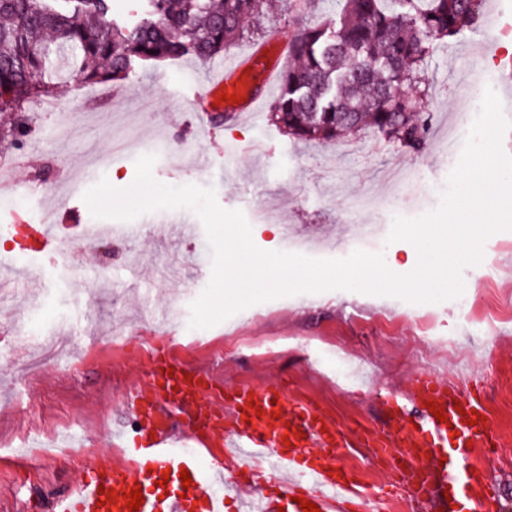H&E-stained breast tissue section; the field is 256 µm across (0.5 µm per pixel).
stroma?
<instances>
[{"mask_svg":"<svg viewBox=\"0 0 512 512\" xmlns=\"http://www.w3.org/2000/svg\"><path fill=\"white\" fill-rule=\"evenodd\" d=\"M502 45L487 46L484 25L465 30L447 43L435 44L428 62L430 87L417 108L430 117L427 139L412 150L381 140L373 132L337 142L309 144L272 124L269 108L276 96L268 91L260 112L246 118L228 114L223 124L200 129L207 111V63L184 57L136 66L128 79L93 89L63 83L53 101L34 109L35 129L25 146H6L18 159L12 178L19 186H42V193L22 200L0 198V216L16 215L20 225L0 237V254L16 258L23 271L19 303L0 305V328L24 316L44 326L38 348L17 342L0 352V443L19 445L18 432L29 412L55 420L60 408L80 419L73 429L83 447L104 448L108 428L122 425L120 402L114 396L110 359L86 365L71 374L55 356L51 335L62 323L78 320L85 301L97 303L99 324L92 328L98 343L122 333L125 383L146 371L148 354L168 345L163 312L175 303L190 305L211 276V256L204 226L185 209H163L133 221L115 222L111 242L87 244L73 225L92 223L81 194L70 193L72 181L93 186L109 177L114 187L130 186L135 161L156 155L155 179L171 186H214L221 207L241 210L254 244L263 250H286V227L299 237L326 236L319 258L355 237L364 225L379 226L372 249L383 253L390 269L410 272L417 253L407 242L388 243L385 224L395 215L416 217L434 208L438 193L459 156L448 153V128L457 121L452 103L471 87L502 91L512 73L505 50L512 43V0H496ZM339 0H279L269 15L251 21L257 39L234 45L248 52L255 40L271 32L293 36L305 24L335 17ZM417 169L413 184L403 187L390 172L399 164ZM367 194L386 208L358 215L343 203ZM52 217L81 251L80 270L60 259L19 247L26 224ZM461 298L411 307L410 303L354 291H329L277 298L248 307L220 324L200 331L180 327L186 340L233 336H281L282 353L264 359L251 352L225 354L223 378L229 382L280 377L289 390L308 381L310 398L339 423L382 428L380 397H403L414 370L435 365L448 381L483 391L500 440L491 465L496 498L491 512H512V230L490 236L484 258L466 268ZM320 337L350 353L353 367H365L372 383L357 380L344 389L322 387L319 369L306 352Z\"/></svg>","mask_w":512,"mask_h":512,"instance_id":"35a3bbf8","label":"stroma"}]
</instances>
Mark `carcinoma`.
Returning a JSON list of instances; mask_svg holds the SVG:
<instances>
[{"mask_svg": "<svg viewBox=\"0 0 512 512\" xmlns=\"http://www.w3.org/2000/svg\"><path fill=\"white\" fill-rule=\"evenodd\" d=\"M120 25L112 0H0V139L25 134L32 106L67 78L94 88L129 77L137 63L224 56L251 35L266 0H144ZM336 20L303 26L288 45L271 120L294 138L324 143L372 128L422 144L428 118L414 97L429 90L434 42L461 34L480 0H342Z\"/></svg>", "mask_w": 512, "mask_h": 512, "instance_id": "obj_1", "label": "carcinoma"}]
</instances>
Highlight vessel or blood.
<instances>
[{
    "mask_svg": "<svg viewBox=\"0 0 512 512\" xmlns=\"http://www.w3.org/2000/svg\"><path fill=\"white\" fill-rule=\"evenodd\" d=\"M286 45L273 39L220 65L209 80L212 96H239L233 111H257L258 87L270 86L275 66L270 52L285 54ZM415 412L387 407L386 438L399 448L404 466L385 465L390 489L405 486L411 512L432 495L466 491L463 512H485L494 489L483 456L493 455V431L485 420V403L477 392L464 393L427 371L411 379ZM258 415L243 419L247 403ZM445 409L438 422L428 405ZM127 408L149 426L148 437L125 448L121 462L89 469L75 492L60 497L56 512H128L116 501L101 502L100 490L127 494L141 487L139 512H224V490L233 489L237 474L262 472L279 490L278 498L260 495L253 512H277L281 499L291 512H302L300 500L317 504L320 512H358L366 496L363 484L343 457L354 447L374 441L364 430L331 422L314 401H293L282 381L257 387L235 383L220 386L211 370L184 362L174 351L152 354L142 383L135 386ZM481 420L468 424L466 412ZM192 482L185 495L164 494L161 478L177 484L180 471Z\"/></svg>",
    "mask_w": 512,
    "mask_h": 512,
    "instance_id": "1",
    "label": "vessel or blood"
}]
</instances>
